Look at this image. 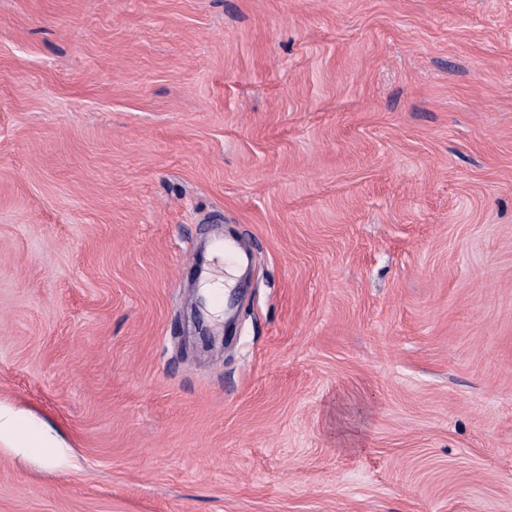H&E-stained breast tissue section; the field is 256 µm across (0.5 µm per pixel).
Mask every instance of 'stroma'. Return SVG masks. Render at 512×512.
I'll list each match as a JSON object with an SVG mask.
<instances>
[{"label":"stroma","mask_w":512,"mask_h":512,"mask_svg":"<svg viewBox=\"0 0 512 512\" xmlns=\"http://www.w3.org/2000/svg\"><path fill=\"white\" fill-rule=\"evenodd\" d=\"M0 413V512H512V0H0Z\"/></svg>","instance_id":"obj_1"}]
</instances>
